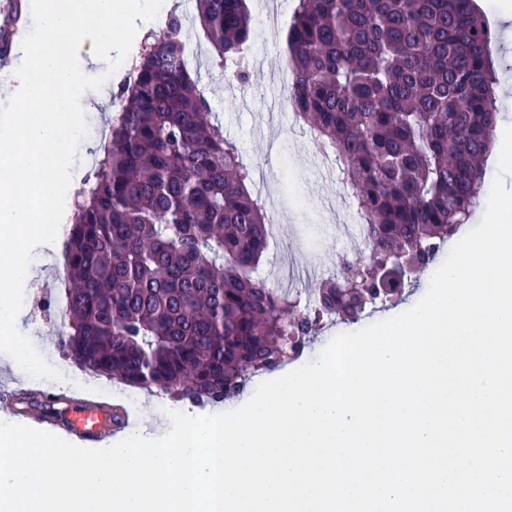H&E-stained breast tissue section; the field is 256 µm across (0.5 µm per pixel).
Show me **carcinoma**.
<instances>
[{"mask_svg": "<svg viewBox=\"0 0 512 512\" xmlns=\"http://www.w3.org/2000/svg\"><path fill=\"white\" fill-rule=\"evenodd\" d=\"M195 7L217 75L248 82L247 0ZM286 44L291 103L351 189L368 258L342 259L302 310L254 276L266 205L211 121L171 11L116 87L111 138L64 245L61 342L96 375L177 401L236 399L301 354L322 320L396 301L406 282L380 285L375 265L401 255L421 274L480 205L497 106L474 0H298ZM357 266L365 287H338Z\"/></svg>", "mask_w": 512, "mask_h": 512, "instance_id": "carcinoma-1", "label": "carcinoma"}]
</instances>
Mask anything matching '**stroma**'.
Returning <instances> with one entry per match:
<instances>
[{
	"label": "stroma",
	"instance_id": "35a3bbf8",
	"mask_svg": "<svg viewBox=\"0 0 512 512\" xmlns=\"http://www.w3.org/2000/svg\"><path fill=\"white\" fill-rule=\"evenodd\" d=\"M269 0H249L254 30L251 39V77L248 83L228 85L215 80L211 71V49L196 18L195 0H163V10L178 7L183 16L186 42L197 45L200 55L189 68L198 73V87L208 98L214 120L222 124L224 134L236 140L245 163L254 171L253 188L261 195H275L283 211V223L273 233L260 263L258 275L269 287L285 291L305 292L321 279L332 276L340 256L356 258L364 251L363 244L353 242L350 226L361 218L350 195L340 187L318 181L319 151L306 125L299 122L291 107H274L276 94L273 75L280 70L286 54L285 30L274 34L262 32V18ZM500 0H476V4L494 33L492 59L498 77V107L494 144H501L500 131L512 125V22L498 17ZM64 250L63 240L37 247L32 263L33 275L24 285L25 300L17 316L18 329L26 334L36 348L59 343L62 329L49 312L31 301L40 289L57 285L52 261ZM432 270H425L406 286L400 301L389 307L367 308L354 323L324 321L318 335L295 360L286 363L293 370L315 358L338 334L354 332L365 326L392 318L398 310L413 307L426 293ZM65 396L84 401H107L125 406L134 424L133 431L148 438L164 435L170 428L168 411H182L192 416L220 413L239 407V400L219 405L199 406L187 401L176 402L154 391L138 392L136 402H129L120 392L102 396L93 388H65ZM0 422L24 425L33 429L60 434L58 424L47 421L42 407L30 404L23 396L11 403L0 401Z\"/></svg>",
	"mask_w": 512,
	"mask_h": 512
}]
</instances>
